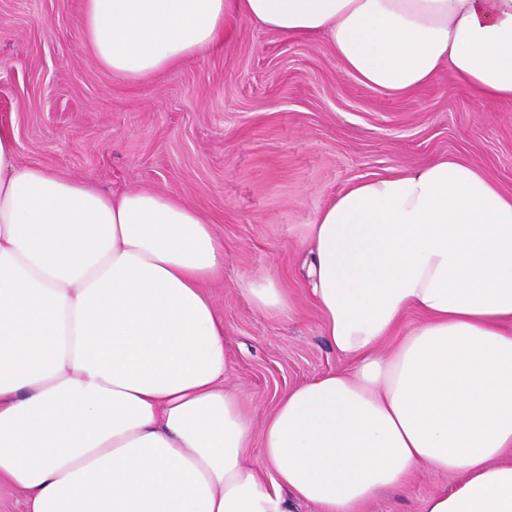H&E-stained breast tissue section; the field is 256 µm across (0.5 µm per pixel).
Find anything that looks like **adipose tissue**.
<instances>
[{
    "mask_svg": "<svg viewBox=\"0 0 512 512\" xmlns=\"http://www.w3.org/2000/svg\"><path fill=\"white\" fill-rule=\"evenodd\" d=\"M241 20L323 37L388 94L446 68L512 101V0H83L82 43L140 79ZM305 238L307 292L353 367L289 389L256 436L224 387L212 224L21 163L0 125V481L30 512H366L431 470L458 482L422 512H512V195L440 158L349 183Z\"/></svg>",
    "mask_w": 512,
    "mask_h": 512,
    "instance_id": "obj_1",
    "label": "adipose tissue"
}]
</instances>
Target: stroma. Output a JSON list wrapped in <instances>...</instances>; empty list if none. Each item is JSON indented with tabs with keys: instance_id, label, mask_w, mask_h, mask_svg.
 I'll list each match as a JSON object with an SVG mask.
<instances>
[{
	"instance_id": "35a3bbf8",
	"label": "stroma",
	"mask_w": 512,
	"mask_h": 512,
	"mask_svg": "<svg viewBox=\"0 0 512 512\" xmlns=\"http://www.w3.org/2000/svg\"><path fill=\"white\" fill-rule=\"evenodd\" d=\"M82 0H0V123L21 162L113 193L150 189L201 211L224 241L208 292L229 337L227 384L254 426L277 397L342 367L306 294L305 226L347 184L440 157L512 193V102L477 105L448 72L393 96L346 74L322 38L237 22L222 47L138 80L81 44ZM272 276L288 308L244 296ZM452 476L421 472L369 512H421Z\"/></svg>"
}]
</instances>
